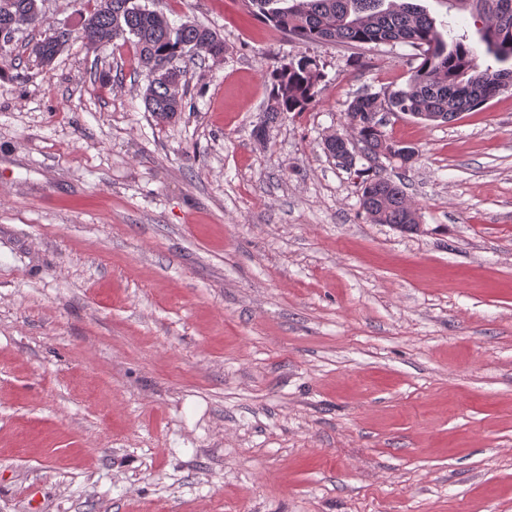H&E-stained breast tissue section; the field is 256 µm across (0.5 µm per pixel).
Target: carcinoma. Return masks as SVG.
<instances>
[{"instance_id":"obj_1","label":"carcinoma","mask_w":512,"mask_h":512,"mask_svg":"<svg viewBox=\"0 0 512 512\" xmlns=\"http://www.w3.org/2000/svg\"><path fill=\"white\" fill-rule=\"evenodd\" d=\"M253 14L300 43L403 44L411 47L410 77L403 87L366 93L348 104L347 117L362 157L372 165L354 170L360 179V206L374 224L400 230L415 223L414 203L403 185L377 163L382 152L395 167L412 168L415 148L403 145L384 131L388 112L450 122L463 112L481 108L512 88V0H451L453 5L479 18L480 42L493 56L497 69L481 67L478 50L458 37L445 38L437 22L413 0H245ZM77 27L69 37L51 45L41 37L27 44L28 55L41 65L79 41L88 51L115 43H131L138 64L147 73L143 92L146 109L161 122L184 111L179 91L182 73L159 71L158 62L205 53L224 45L211 28L192 23L174 29L167 18L139 0H83ZM50 28L42 13V0H0V27ZM323 74L304 56L272 71L269 102L263 120L254 129L257 140L288 112H303L317 102Z\"/></svg>"}]
</instances>
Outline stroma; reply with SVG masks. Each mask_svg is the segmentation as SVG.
<instances>
[{"mask_svg": "<svg viewBox=\"0 0 512 512\" xmlns=\"http://www.w3.org/2000/svg\"><path fill=\"white\" fill-rule=\"evenodd\" d=\"M224 40L180 119L131 45L0 56V512H512V89L419 157V232L323 149L406 45H301L243 0H141ZM325 73L264 141L276 64Z\"/></svg>", "mask_w": 512, "mask_h": 512, "instance_id": "stroma-1", "label": "stroma"}]
</instances>
